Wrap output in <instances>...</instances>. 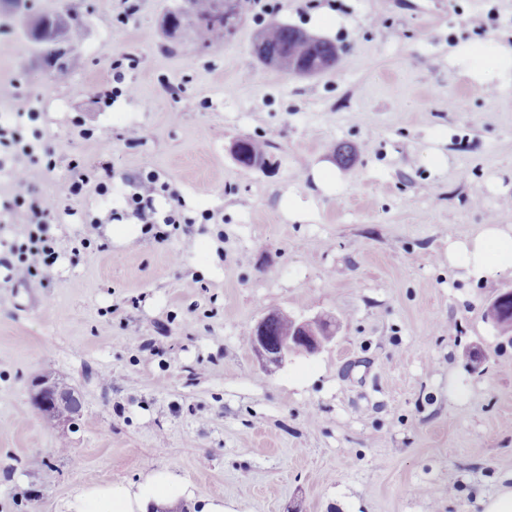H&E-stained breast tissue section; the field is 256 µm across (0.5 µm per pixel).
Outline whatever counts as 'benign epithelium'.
<instances>
[{"instance_id":"obj_1","label":"benign epithelium","mask_w":512,"mask_h":512,"mask_svg":"<svg viewBox=\"0 0 512 512\" xmlns=\"http://www.w3.org/2000/svg\"><path fill=\"white\" fill-rule=\"evenodd\" d=\"M270 315L261 316L251 335L252 352L261 370L266 374L280 368L291 353L304 352L309 355L320 352L324 347V330L337 332L338 323L331 315L313 318H294L293 326L286 336H273L269 332ZM30 401L38 411L52 413L58 422L73 421L80 410L74 391L56 381L50 375L36 377L30 386Z\"/></svg>"}]
</instances>
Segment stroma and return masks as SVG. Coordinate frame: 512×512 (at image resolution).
I'll use <instances>...</instances> for the list:
<instances>
[{
  "instance_id": "obj_1",
  "label": "stroma",
  "mask_w": 512,
  "mask_h": 512,
  "mask_svg": "<svg viewBox=\"0 0 512 512\" xmlns=\"http://www.w3.org/2000/svg\"><path fill=\"white\" fill-rule=\"evenodd\" d=\"M172 4L139 0L122 22L121 0H36L88 16L81 64L53 86L50 62L21 48L24 18L0 16V86L44 100L20 133L57 136L49 191L63 195L75 156L115 174L111 195L73 201L56 226L50 285L0 281V512H66L82 489L162 469L185 479L189 508L204 496L224 512H481L512 485V344L485 316L512 270L475 285L445 254L489 217L512 225V80L476 82L448 56L512 47V0H277L275 18L340 48L311 77L259 63L251 17L220 48L166 51ZM321 12L339 25L315 24ZM118 53L139 59L138 94L107 107ZM244 136L271 142L266 169L236 164ZM339 144L358 149L350 167ZM321 163L341 192L289 221L283 194H308ZM151 170L186 223L112 245L103 218ZM194 234L216 242L217 278L197 273ZM275 309L334 316L338 332L265 374L244 338ZM48 370L80 400L73 426L46 429L30 402Z\"/></svg>"
}]
</instances>
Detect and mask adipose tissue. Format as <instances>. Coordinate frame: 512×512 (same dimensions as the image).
I'll return each instance as SVG.
<instances>
[{
  "mask_svg": "<svg viewBox=\"0 0 512 512\" xmlns=\"http://www.w3.org/2000/svg\"><path fill=\"white\" fill-rule=\"evenodd\" d=\"M451 57L465 65L477 81L512 74V50L495 48L492 42L465 43ZM449 267L462 270L466 278L479 282L491 274L512 269V225L490 222L474 236L451 243ZM183 478L169 470L145 474L135 484L99 485L81 490L67 504L68 512H148L151 503L188 494Z\"/></svg>",
  "mask_w": 512,
  "mask_h": 512,
  "instance_id": "adipose-tissue-1",
  "label": "adipose tissue"
}]
</instances>
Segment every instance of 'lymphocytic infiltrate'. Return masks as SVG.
<instances>
[{
    "label": "lymphocytic infiltrate",
    "instance_id": "obj_1",
    "mask_svg": "<svg viewBox=\"0 0 512 512\" xmlns=\"http://www.w3.org/2000/svg\"><path fill=\"white\" fill-rule=\"evenodd\" d=\"M6 95L13 101V112L9 121L0 123V166L8 167L13 182L20 192L6 209L1 221L7 224H21L26 228L23 242L12 244L18 263L16 273L38 276L44 282H51L54 266L59 258V243L51 234V225L61 223L64 218L74 216L71 207L61 206L56 196L37 191L38 183L47 180L55 170L51 144H44L42 158H34L32 144L24 142L15 134L14 125L21 120H35L37 112L32 100L15 89L0 87V96ZM130 191L125 202L131 214L147 230H154L156 224L178 223L181 201L171 196L170 209L166 215H159L155 199L167 191L166 183L159 175L147 172L130 180Z\"/></svg>",
    "mask_w": 512,
    "mask_h": 512
}]
</instances>
